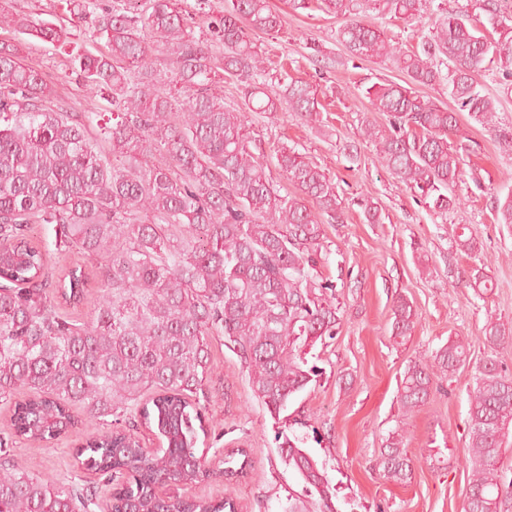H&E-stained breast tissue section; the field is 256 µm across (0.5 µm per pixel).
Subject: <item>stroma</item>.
<instances>
[{
	"label": "stroma",
	"instance_id": "35a3bbf8",
	"mask_svg": "<svg viewBox=\"0 0 512 512\" xmlns=\"http://www.w3.org/2000/svg\"><path fill=\"white\" fill-rule=\"evenodd\" d=\"M283 17L279 32L253 31L250 37L269 61V72L287 65L294 77L319 85L323 105L320 126L311 127L282 112L252 116V141L268 156V171L280 195L298 191L271 156L285 144L321 166L338 184L339 220L321 215L324 234L321 276L335 282L342 321L335 338L315 345L308 364L322 374L316 386L293 399L274 417L253 396L248 375L223 339L212 341L213 377L208 387V435L199 451L209 462H222L246 449L251 466L244 477H212L188 488L187 496L228 498L238 512H321L318 496L309 495L297 474L281 458L280 434L306 440L331 486L334 512H463L471 470L468 391L477 366L494 357L512 371V342L489 346L484 336L488 314L512 322V224L496 220V201L512 193V155L499 149V136L512 131V81L489 71L482 90L498 101L494 125L484 126L458 110L443 84L416 86L417 95L455 111L463 146L464 175L454 188L460 212L435 214L379 162L360 132L363 120L385 122L364 96L375 83L406 84L408 78L389 61L352 59L339 39L341 26L317 8L292 11L284 0H268ZM457 0L430 6L415 25L361 12L364 24L384 30L402 50L417 49L432 19ZM0 42L17 45L24 63L40 69L53 88L52 100L70 112L109 109L108 95L88 93L74 74L63 49L29 35L0 29ZM370 200L381 221L367 223L361 204ZM473 249L460 244V233ZM428 258L421 268L420 258ZM492 279L491 294L470 287L473 270ZM407 298L418 313L412 335L392 334V306ZM461 339L470 362L443 380L440 390L410 415L403 414L398 388L406 366L429 358L448 339ZM402 430L414 460L411 479L387 480L376 465L388 435ZM73 437L54 444H17L18 466L58 479H73Z\"/></svg>",
	"mask_w": 512,
	"mask_h": 512
}]
</instances>
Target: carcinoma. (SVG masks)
I'll use <instances>...</instances> for the list:
<instances>
[{"mask_svg": "<svg viewBox=\"0 0 512 512\" xmlns=\"http://www.w3.org/2000/svg\"><path fill=\"white\" fill-rule=\"evenodd\" d=\"M112 0L94 25L95 51L70 58L90 93L109 92V112H58L43 73L0 47V399L12 404L0 434V512H88L96 492L74 480L34 475L11 463L24 441L51 444L79 432V407L106 428L86 437L76 457L98 475L127 476L111 494V512H236L229 499L159 496L170 484L190 486L210 475L231 479L230 467L207 468L197 453L207 434L206 405L197 399L212 371L211 346L223 337L248 372L251 390L273 416L317 384L302 349L333 337L341 324L337 285L318 275L323 230L315 210L335 216L337 185L317 163L292 148L276 150L277 165L300 192L279 194L250 144L249 112L283 107L320 122L318 86L279 71L268 90L262 53L248 31L277 32L283 17L267 0ZM342 20L350 57L392 61L415 85L445 82L475 122L489 125L495 100L478 77H512V11L495 0L486 21L460 8L437 19L420 49L404 52L364 24L369 5L407 24L433 0H316ZM489 24L497 37L486 35ZM209 37L193 35L194 25ZM0 25L66 44L63 23L0 15ZM241 88V103L224 106L219 72ZM386 124L366 120L361 132L382 166L435 213L459 208L453 188L463 157L450 142L457 113L412 88L383 83L366 89ZM108 144L112 158L100 144ZM497 221L512 224V194L497 200ZM55 225V248L95 261L100 287L88 300L78 267L48 278L50 252L30 235ZM90 302L92 319L63 317L62 304ZM417 312L399 298L392 335H412ZM486 341L512 337L488 317ZM469 363L467 346L450 340L426 361L405 368L399 403L412 412L436 382ZM471 474L464 512H498L504 439L512 428V373L489 358L468 392ZM165 445L143 451L139 428ZM284 437L281 452L306 491L332 502L323 468ZM383 475L411 478L404 435L389 434L379 455Z\"/></svg>", "mask_w": 512, "mask_h": 512, "instance_id": "cac0c4a2", "label": "carcinoma"}]
</instances>
